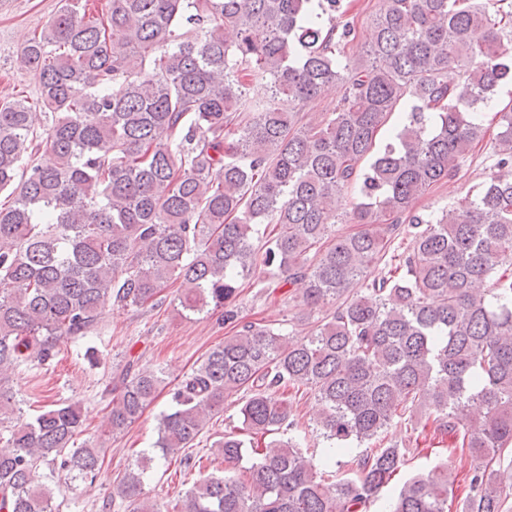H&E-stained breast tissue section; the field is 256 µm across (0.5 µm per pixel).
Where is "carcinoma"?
I'll list each match as a JSON object with an SVG mask.
<instances>
[{
	"label": "carcinoma",
	"instance_id": "obj_1",
	"mask_svg": "<svg viewBox=\"0 0 512 512\" xmlns=\"http://www.w3.org/2000/svg\"><path fill=\"white\" fill-rule=\"evenodd\" d=\"M88 2L65 0L19 56L49 123L34 131L26 97L0 104V512H55L31 484L40 463L71 480L101 469L102 449L76 445L80 409L25 419L10 370L173 285L184 316L233 323L243 279L299 283L311 313L341 303L299 337L237 325L171 389L154 455L115 487L130 512H160L150 465L193 447L234 396L241 427L213 443L224 476L178 512H367L429 426L470 459L461 512H512L498 483L512 467V182L491 173L446 210L415 209L459 175L485 137L478 107L512 82V0H378L362 57L340 0H107L101 15ZM326 91L335 103L304 121ZM495 148L512 166L511 108ZM338 214L357 230L336 233ZM163 383L113 376L110 430ZM291 386L314 399L318 462L293 435ZM396 421L402 445L384 442ZM456 477L450 454L387 512H448Z\"/></svg>",
	"mask_w": 512,
	"mask_h": 512
}]
</instances>
